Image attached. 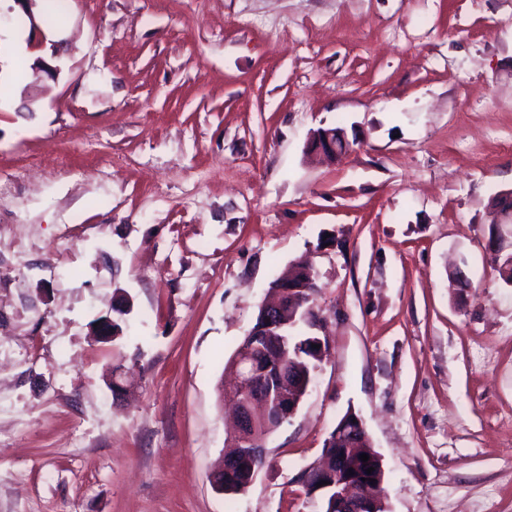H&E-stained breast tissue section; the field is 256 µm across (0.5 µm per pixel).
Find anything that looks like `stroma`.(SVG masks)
Listing matches in <instances>:
<instances>
[{
    "label": "stroma",
    "instance_id": "1",
    "mask_svg": "<svg viewBox=\"0 0 512 512\" xmlns=\"http://www.w3.org/2000/svg\"><path fill=\"white\" fill-rule=\"evenodd\" d=\"M48 3L0 0V512H325L350 411L390 512H512V0ZM303 258L328 350L221 493L224 364ZM336 128L341 127L336 126ZM336 128H319L314 131L308 140L307 149L330 162H335L336 156L341 154L336 147V143L340 141L343 143L344 150L342 153L350 147L345 130H336ZM264 465L263 459H254L252 457L246 456L242 457L239 466L237 469L233 470L231 473L222 471H216V476L219 477L222 487L224 488V494H237V487H239L243 480L249 475V472L252 466H255V469H258L260 466ZM220 483H217L214 475H211V485L217 491L221 487Z\"/></svg>",
    "mask_w": 512,
    "mask_h": 512
}]
</instances>
